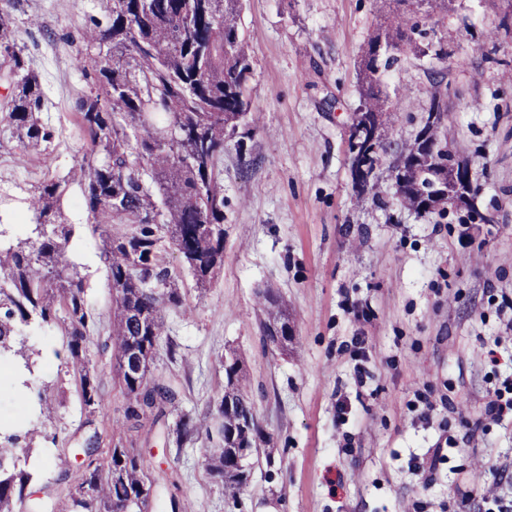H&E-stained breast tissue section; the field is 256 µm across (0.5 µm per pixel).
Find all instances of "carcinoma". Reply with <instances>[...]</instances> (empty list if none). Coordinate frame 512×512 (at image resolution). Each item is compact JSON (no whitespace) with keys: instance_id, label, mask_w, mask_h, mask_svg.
Masks as SVG:
<instances>
[{"instance_id":"1","label":"carcinoma","mask_w":512,"mask_h":512,"mask_svg":"<svg viewBox=\"0 0 512 512\" xmlns=\"http://www.w3.org/2000/svg\"><path fill=\"white\" fill-rule=\"evenodd\" d=\"M25 0H3L0 6V62L9 92L0 100V136L23 148L51 157L54 130L39 114L44 91L30 67L16 26ZM106 21L89 18L80 32L86 53L74 64L91 78L92 87L78 103L79 118L90 138V153L75 172L84 185V202L93 232L103 239L116 312L108 343L116 368L134 352L151 363L163 332L161 307H182L185 296L161 258L165 247L180 254L199 288L210 283L224 259V195L216 164L224 140L248 124L252 112L249 81L252 58L240 32L243 0H109ZM425 37L418 16L400 19L385 37L368 41L358 112H384L375 92L380 71L399 61L406 42L423 55L444 61L448 51ZM418 138L395 149L391 172L404 169L407 189H397L417 212H433L447 204L420 198L418 185L443 173L448 155H438L420 168L410 166L422 151ZM68 179L47 176L30 196L31 236L16 243L0 229V358L25 356L22 327L65 324L70 368L84 410L100 405V387L90 365L88 348L92 313L79 265L66 257L71 225L61 221L59 201ZM128 224L131 230H112ZM270 319L281 326V347L288 345V321L282 302L261 296ZM226 376L232 405L219 397L210 411L218 447L210 450L206 468L224 485L242 484L245 460L270 443L258 426L249 448L236 447L242 438L237 421L255 414L247 392V374L236 355ZM131 401L116 429L136 431L149 416L174 405L175 391L162 382L140 377L118 379ZM201 425L189 414L177 416L168 436L180 449L196 441ZM36 430L0 435V512L28 506L40 512L47 503L35 497L27 470L29 441ZM157 478L147 470L132 439H118L106 458L85 466L59 500L54 512H117L130 497L141 499L151 512L149 492Z\"/></svg>"}]
</instances>
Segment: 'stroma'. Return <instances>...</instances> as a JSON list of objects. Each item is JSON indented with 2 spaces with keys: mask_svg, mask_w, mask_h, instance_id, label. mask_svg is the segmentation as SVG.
I'll return each mask as SVG.
<instances>
[{
  "mask_svg": "<svg viewBox=\"0 0 512 512\" xmlns=\"http://www.w3.org/2000/svg\"><path fill=\"white\" fill-rule=\"evenodd\" d=\"M107 0H26L23 41L45 90L43 121L56 130L53 153L22 152L0 138V223L25 237L17 221L47 174L65 176L90 140L76 103L88 82L74 46L88 17ZM410 0H244L242 25L253 60L248 126L224 142L218 162L224 193V263L199 289L180 255L162 254L183 307L162 308L164 333L152 379L172 383L177 410L209 426L226 383L223 359L236 352L269 452L253 458L246 485L229 491L206 471L213 442L199 436L167 450L172 412L136 435L145 467L160 478L152 512H480L497 469L512 467V424L488 423L467 440L461 420L484 418L489 392L512 377V0H427L433 41L445 62L405 52L379 89L391 107L383 130L412 139L443 71L448 137L460 159L486 167L474 200L489 224L406 207L387 168L376 195L353 189L347 128L359 104V67L370 36L411 9ZM74 227L69 259L83 266L94 342L88 357L101 386L85 412L67 363L62 327H30L33 386L57 400L44 420L34 401L17 402L0 376V421L40 427L28 461L35 489L67 491L90 437L109 448L128 399L104 350L114 319L101 241L70 181L60 203ZM269 290L284 298L292 327L287 351L264 346ZM437 406L418 419L421 398ZM451 438L448 463L433 479L411 473V453Z\"/></svg>",
  "mask_w": 512,
  "mask_h": 512,
  "instance_id": "35a3bbf8",
  "label": "stroma"
}]
</instances>
